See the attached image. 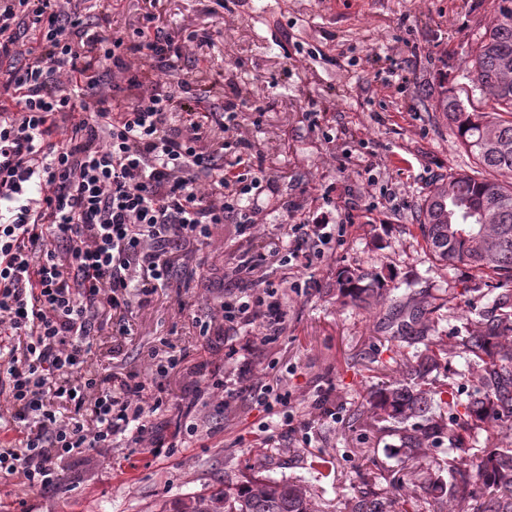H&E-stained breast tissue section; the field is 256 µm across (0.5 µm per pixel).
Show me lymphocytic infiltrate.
<instances>
[{
    "instance_id": "obj_1",
    "label": "lymphocytic infiltrate",
    "mask_w": 512,
    "mask_h": 512,
    "mask_svg": "<svg viewBox=\"0 0 512 512\" xmlns=\"http://www.w3.org/2000/svg\"><path fill=\"white\" fill-rule=\"evenodd\" d=\"M71 2L0 0V478L19 477L33 495L60 490L63 461L121 436L155 455L184 447L202 432L197 405L214 394L222 410L250 392L266 417L288 422L287 394L248 384L242 371L227 378L208 359L193 369L199 386L169 398L164 381L182 351L155 361L150 387L134 373L82 367L102 312L116 316L113 335L130 336L133 305L191 283L207 293L223 285L199 333L222 341L227 357L251 350L239 340L247 329L281 336L289 290L336 234L328 213L306 216L285 201L278 236L215 274L201 255L215 229L229 222L249 234L260 211L242 196L274 185L252 144L229 133L235 102L186 105L189 83L168 80L178 51L163 30L131 42L91 35ZM137 54L149 67L132 68ZM107 61L111 94L81 112L71 87H98ZM274 265L284 278H268ZM170 407L184 423L168 440L151 417Z\"/></svg>"
}]
</instances>
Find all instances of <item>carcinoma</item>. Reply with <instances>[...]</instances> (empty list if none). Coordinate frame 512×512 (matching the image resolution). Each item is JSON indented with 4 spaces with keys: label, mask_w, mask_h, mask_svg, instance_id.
Here are the masks:
<instances>
[{
    "label": "carcinoma",
    "mask_w": 512,
    "mask_h": 512,
    "mask_svg": "<svg viewBox=\"0 0 512 512\" xmlns=\"http://www.w3.org/2000/svg\"><path fill=\"white\" fill-rule=\"evenodd\" d=\"M494 16L471 48L468 75L473 87L490 92L480 112L444 88L432 108L442 113L456 145L474 168L450 171L431 185L418 209V228L436 261L512 283V0H494ZM391 278L382 270L344 265L327 293L342 306L366 307L386 299ZM486 300L476 325L456 349L435 348L430 311L418 304L401 309L406 320L394 337L424 349L405 364L399 379L371 390L370 420L399 440L406 465L438 503H471L472 512H512V447L473 458L469 451L491 428L512 431V288L475 289ZM458 353L478 378L467 401L455 383L445 384L447 410L440 409L430 375ZM448 448L440 463L426 461V448ZM448 476H443V473ZM176 512H319L303 484L257 471L234 487L191 496ZM347 512H392V504L371 491L351 498Z\"/></svg>",
    "instance_id": "carcinoma-1"
}]
</instances>
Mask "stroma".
I'll use <instances>...</instances> for the list:
<instances>
[{"label":"stroma","mask_w":512,"mask_h":512,"mask_svg":"<svg viewBox=\"0 0 512 512\" xmlns=\"http://www.w3.org/2000/svg\"><path fill=\"white\" fill-rule=\"evenodd\" d=\"M88 32L132 40L141 0H76ZM156 26L181 50L175 79L191 83L198 106L239 101L235 134L248 139L274 177L258 198L262 241L287 218L279 198L316 209L330 194L333 224H346L311 287L288 296L287 327L255 342L252 383L286 392L291 423L267 445L263 420L242 394L213 416L200 441L155 457L127 441L75 455L61 466V491L28 496L19 478L0 480V499L17 512H172L186 497L235 485L254 470L301 482L322 512H345L363 479L394 503L413 488L397 437L359 419L371 388L398 376L413 353L388 324L405 297L441 304L434 342H455L476 311L468 288L496 280L439 267L416 228L418 207L435 178L471 166L442 114L432 111L440 86L465 104L486 94L466 77L465 60L492 18V0H160ZM343 265L393 272L395 291L371 308L341 307L325 286ZM212 311L206 296L180 309L170 289L132 309L134 336L103 325L88 369L153 380V358L187 348L189 365L209 358L196 320ZM187 369L165 381L171 397L193 385ZM412 494V493H411Z\"/></svg>","instance_id":"obj_1"}]
</instances>
